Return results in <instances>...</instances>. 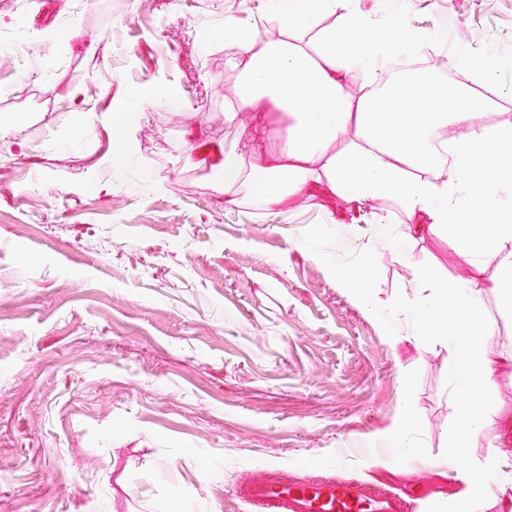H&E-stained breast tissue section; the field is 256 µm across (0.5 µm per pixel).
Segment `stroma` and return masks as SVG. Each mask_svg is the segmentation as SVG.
Instances as JSON below:
<instances>
[{"label":"stroma","mask_w":512,"mask_h":512,"mask_svg":"<svg viewBox=\"0 0 512 512\" xmlns=\"http://www.w3.org/2000/svg\"><path fill=\"white\" fill-rule=\"evenodd\" d=\"M52 2L0 0L24 41L0 46V512H254L234 481L271 466L454 512V472L407 479L453 451L454 352L401 309L415 268L470 252L323 185L225 204L198 159L241 145L224 24L262 42L272 0ZM361 6L427 34L433 66L488 57L512 85V0ZM488 400L512 484V363Z\"/></svg>","instance_id":"obj_1"}]
</instances>
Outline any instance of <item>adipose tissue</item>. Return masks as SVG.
<instances>
[{
  "instance_id": "1",
  "label": "adipose tissue",
  "mask_w": 512,
  "mask_h": 512,
  "mask_svg": "<svg viewBox=\"0 0 512 512\" xmlns=\"http://www.w3.org/2000/svg\"><path fill=\"white\" fill-rule=\"evenodd\" d=\"M325 14L337 24L322 27ZM279 27L262 44L226 26L237 51L228 60L241 87L227 104V118L274 106L290 123L286 147L275 155L262 148L267 128L241 125L249 152L224 154V198L233 204L248 192L257 207L300 198L318 183L359 203L391 200L423 230L452 234L480 261L494 265L487 283L447 272L416 270V324L445 335L458 347L454 371L463 400L456 409L455 445L469 447L487 436L494 420L485 400L500 363L491 339L498 328L489 317L485 290L512 310V118L499 117L512 100L496 67L468 56L449 59L465 81L447 83L429 71H411L391 84L380 75L393 51L416 49L424 37L398 18L363 11L359 0H285ZM498 448L487 446L479 468L462 475L456 497L461 512H474L495 487Z\"/></svg>"
}]
</instances>
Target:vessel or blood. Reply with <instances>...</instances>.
Wrapping results in <instances>:
<instances>
[{
	"mask_svg": "<svg viewBox=\"0 0 512 512\" xmlns=\"http://www.w3.org/2000/svg\"><path fill=\"white\" fill-rule=\"evenodd\" d=\"M242 500L258 512H412L404 498L383 486L330 477L316 482L287 477L277 468L239 482Z\"/></svg>",
	"mask_w": 512,
	"mask_h": 512,
	"instance_id": "b4317fda",
	"label": "vessel or blood"
}]
</instances>
